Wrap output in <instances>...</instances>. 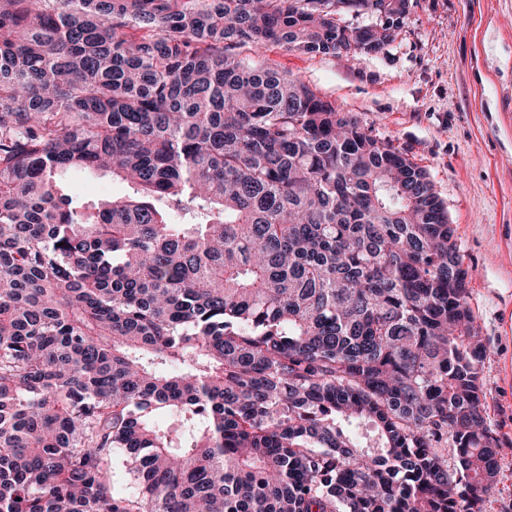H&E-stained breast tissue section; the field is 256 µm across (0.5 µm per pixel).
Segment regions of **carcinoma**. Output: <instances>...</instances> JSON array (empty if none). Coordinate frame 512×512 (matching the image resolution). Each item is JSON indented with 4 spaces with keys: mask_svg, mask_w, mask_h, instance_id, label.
<instances>
[{
    "mask_svg": "<svg viewBox=\"0 0 512 512\" xmlns=\"http://www.w3.org/2000/svg\"><path fill=\"white\" fill-rule=\"evenodd\" d=\"M402 13L0 0V512H487L490 349L427 171L240 52L369 54ZM64 193L81 202H100L125 190L122 183L112 180L111 174L73 172L61 180Z\"/></svg>",
    "mask_w": 512,
    "mask_h": 512,
    "instance_id": "carcinoma-1",
    "label": "carcinoma"
}]
</instances>
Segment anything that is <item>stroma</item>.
<instances>
[{"instance_id":"stroma-1","label":"stroma","mask_w":512,"mask_h":512,"mask_svg":"<svg viewBox=\"0 0 512 512\" xmlns=\"http://www.w3.org/2000/svg\"><path fill=\"white\" fill-rule=\"evenodd\" d=\"M245 57L299 77L427 170L491 351L485 408L507 448L487 512H512V0H409L395 39L371 54L269 45ZM61 186L90 203L124 190L103 173L73 172Z\"/></svg>"}]
</instances>
